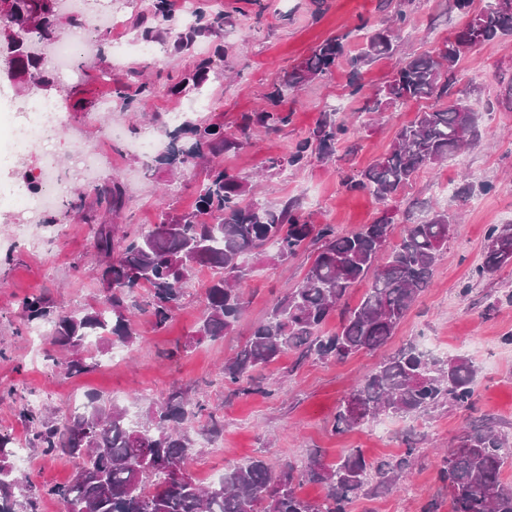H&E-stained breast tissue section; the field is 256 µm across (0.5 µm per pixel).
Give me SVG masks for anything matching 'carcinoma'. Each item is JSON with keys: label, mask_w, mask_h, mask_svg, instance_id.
Listing matches in <instances>:
<instances>
[{"label": "carcinoma", "mask_w": 512, "mask_h": 512, "mask_svg": "<svg viewBox=\"0 0 512 512\" xmlns=\"http://www.w3.org/2000/svg\"><path fill=\"white\" fill-rule=\"evenodd\" d=\"M399 8L379 27L364 21L357 27L360 52L351 59L348 86L363 100L369 114L391 107H407L431 100L414 119L396 133L387 153L364 170L343 176L342 185L386 202L408 186L423 169H435L466 153L480 138L481 112L469 103L471 91L459 86L456 69L460 56L435 48L396 61L389 80L373 91L365 90L362 68L394 57L406 28L407 7ZM57 0H0V22L5 36L7 76L43 86L47 66L29 51L35 38H59ZM166 0H156L151 25L136 24L143 39H155L170 28ZM224 27V16L214 13L209 0H194L192 20L182 25L173 41L174 51L188 52L203 33ZM512 37V8L487 0L485 9L470 16L452 38L458 43H488ZM344 36L326 39L288 73L284 86L267 96L268 104L247 119L244 129L276 131L288 125L290 113L279 108L290 89L320 81L330 75L344 53ZM224 46L195 60L192 75L172 76L171 90L200 89L201 76L223 71ZM154 84L142 82L131 97L120 88L116 97L124 106L137 108L154 95ZM194 136L188 147L176 144L178 130L165 131L166 150L155 162L173 170H189L198 161L240 147L243 142L224 135V128L207 123L190 125ZM349 132L347 125L328 113L308 136L286 154L272 160L281 170L303 168L312 158L331 156ZM97 211L110 213L122 204L117 184L94 189ZM456 216L445 209L429 212L427 220L404 225L400 239L391 241L392 221L383 218L351 233L334 224H315L293 204L276 208L253 197V187L239 173L222 165L207 169L196 198L195 211L175 221L179 231L166 233L163 217L146 229L117 236L114 225L102 224L96 248L110 261L99 280L106 290L94 306L54 314L41 295L18 303V317L29 324L51 323L53 346L67 353L51 357L66 375L78 376L99 365L88 355L87 341L122 346L140 343L136 314L148 313L158 330L167 328L181 305L187 285L206 268L210 279L204 289L196 342L232 334L245 310L242 284L249 257L268 246L285 262L311 244L317 252L300 284L277 297L267 317L257 324L234 355L224 361L222 380L235 392L275 395L278 389L256 380L255 372L273 364L286 352L296 351L321 361H342L361 351L388 344L425 288L432 282L441 251L448 245V225ZM507 246L484 248L482 261L472 270L480 282L512 266ZM367 284L359 303L351 308L345 299L351 288ZM341 311L340 325L332 334L322 327ZM479 368L461 356L436 358L409 343L384 357L365 374L337 407L334 432L366 426L377 419H417L450 405L473 410L474 383ZM29 444L50 456L65 455L78 461L73 479L60 485L35 488L14 468L15 439L0 433V512H38L37 503L50 497L62 512H350L358 499L378 490L391 491L415 461L416 438H406L401 455L393 460H373L352 448L336 461L327 462L314 450L296 469L286 464L275 473L262 457L224 467L218 481L199 484L189 473L175 478L172 469L184 468L195 442L189 433L197 423L216 439L224 421L209 411L206 399L190 398L175 390L150 406L146 419H133L127 408L87 397L84 410L68 416L22 406ZM448 449L439 480L448 489L453 512H512V484L503 472L512 466V440L490 419L470 420ZM303 482L324 486L322 500L301 497Z\"/></svg>", "instance_id": "obj_1"}]
</instances>
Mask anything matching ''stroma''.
Listing matches in <instances>:
<instances>
[{"mask_svg": "<svg viewBox=\"0 0 512 512\" xmlns=\"http://www.w3.org/2000/svg\"><path fill=\"white\" fill-rule=\"evenodd\" d=\"M380 2L262 0L255 6L249 0H212L213 10L227 16L216 38L223 43L226 56L223 74L210 76L202 87L209 97L204 109L190 107V94L171 93L167 77L191 70L195 52L208 50L216 40L211 35L199 37L190 54L174 52L173 37L167 34L157 43L158 59L145 61L132 55L112 67L108 64L112 43L126 38V31L82 29V36L92 37L96 53L76 57L77 79L64 81L54 74L43 90L69 118L56 142L60 169L69 171L77 148L102 142L114 119L129 130L156 133L168 124L170 113L178 112L183 120L220 124L229 138L240 137L246 117L258 111L268 90L315 46L351 32L361 21L376 25L387 20L390 13L380 10ZM484 4L485 0H471L469 12ZM469 12L448 9L444 0H414L395 59L438 47L464 25ZM457 70L473 80L472 99L483 112L480 143L443 167L420 172L389 202L346 191L341 178L381 157L416 110L392 108L373 118L361 113L360 100L349 94L347 59L340 60L324 80L286 95L281 107L291 114L288 126L251 136L243 148L225 153L224 165L240 175L260 177V200L278 208L297 203L314 223L333 224L343 232L387 215L393 219L392 233L397 236L405 222L423 219L432 206L461 214L435 266L431 286L400 324L388 349L396 350L424 336L438 355L471 358L480 368L476 382L480 413L512 435V345L502 342L512 332V306L497 303L502 290L512 288V267L480 283L468 282L488 225L512 223V109L487 106L502 81L512 78V39L479 46L461 57ZM145 75L154 81L155 93L145 106L149 119L144 122L116 100L115 90L122 85L136 90ZM106 102L111 103V112H101ZM335 108L352 124L348 138L337 144L329 158L312 159L297 171L271 168V159L284 155ZM206 169L203 162L176 173L151 167L116 141L101 160L98 182L122 187L119 211L88 221L70 209L71 198L66 195L47 215L55 223L68 225L67 234L58 238L42 229L31 239L21 240L13 235L12 226L22 218V206L0 205V432L24 438L18 409L35 397L42 398L48 410L71 412L82 408L87 395L96 394L139 417L162 396L181 389L203 393L224 421L223 447H214L201 435L195 438V453L187 469L198 481H207L209 470L220 472L229 463L260 455L276 470L288 462L300 466L316 448L329 462L352 448L363 449L373 459H392L402 452L404 435L412 428L429 437L406 479L412 494L399 491L363 498L351 512H421L428 500L447 502L438 470L444 452L469 421V412L447 405L416 422L390 419L379 430L370 426L342 434L332 430L340 401L381 360L382 351H363L339 362L301 361L294 353H285L260 373L266 381L281 382L282 389L274 397L242 395L225 387L219 373L225 357L233 355L266 317L276 296L298 286L313 259L312 249H303L285 262L266 256L255 259V271L244 284L246 309L234 333L215 341L191 342L208 279L204 270L188 285L166 329H154L150 317L140 315L141 342L132 353L113 347L116 365L103 364L70 377L47 361L53 349L49 336L16 333V304L25 295L46 293L62 312L94 304L102 294L97 269L104 257L95 247L100 225L119 224L135 231L158 223L164 214L180 218L193 210ZM465 173L470 174L474 187L472 196L463 202L455 190ZM179 343L188 344L187 353L168 358V351ZM29 456L28 478L33 486L72 480L76 470L72 460L44 456L36 448L30 449Z\"/></svg>", "mask_w": 512, "mask_h": 512, "instance_id": "stroma-1", "label": "stroma"}]
</instances>
